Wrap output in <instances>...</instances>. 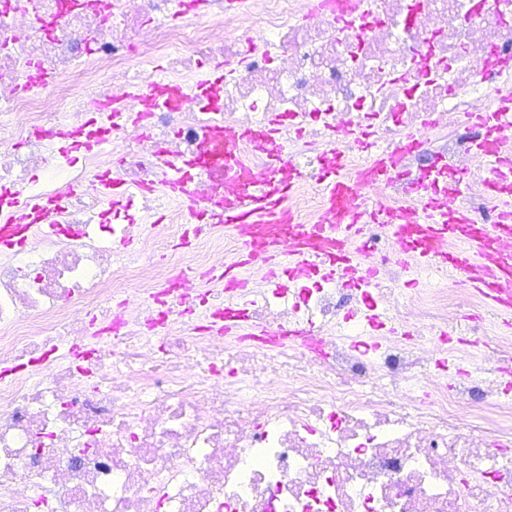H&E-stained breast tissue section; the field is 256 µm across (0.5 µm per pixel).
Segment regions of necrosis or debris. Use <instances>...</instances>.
<instances>
[{
	"mask_svg": "<svg viewBox=\"0 0 512 512\" xmlns=\"http://www.w3.org/2000/svg\"><path fill=\"white\" fill-rule=\"evenodd\" d=\"M214 59L224 82L205 104L194 78ZM152 83L178 84L181 104L135 123L105 109ZM510 95L512 0H0V223L58 202L0 254V512H512V336L460 344L484 365L447 383L442 334L483 336L486 311L454 274L416 315L385 307L405 272L375 226L376 284L275 285L238 338L220 330L238 303L220 272L247 228L211 227L154 266L117 248L184 237L174 164L199 197L219 145L266 174L250 137L273 117L298 223L321 219L337 146L351 175L399 155L364 195L385 207L442 159L466 178L448 208L482 220L472 120ZM90 123L97 152H54ZM115 166L131 189L118 207L94 187ZM367 307L417 326L364 357L346 338ZM267 328L273 345L251 341Z\"/></svg>",
	"mask_w": 512,
	"mask_h": 512,
	"instance_id": "1",
	"label": "necrosis or debris"
}]
</instances>
